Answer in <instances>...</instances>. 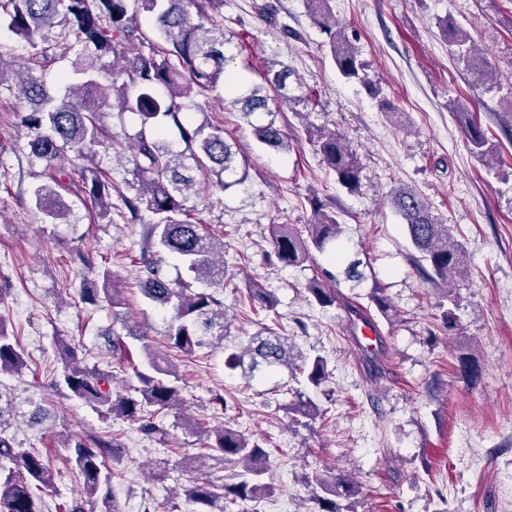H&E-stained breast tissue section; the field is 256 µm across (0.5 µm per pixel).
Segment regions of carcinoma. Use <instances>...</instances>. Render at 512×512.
Segmentation results:
<instances>
[{
	"label": "carcinoma",
	"mask_w": 512,
	"mask_h": 512,
	"mask_svg": "<svg viewBox=\"0 0 512 512\" xmlns=\"http://www.w3.org/2000/svg\"><path fill=\"white\" fill-rule=\"evenodd\" d=\"M314 23L327 34L332 61L342 77L357 80L377 93L365 74L363 63L344 27L336 20L330 0H305ZM137 9L130 10V4ZM155 15L153 36L144 33L137 11ZM28 48L26 62L11 65L0 51V86L7 78L16 81L22 100L32 105L23 117L30 131L28 158L39 162L44 180L30 190L34 208L53 224H66L71 214L67 196L89 198L99 219H112V211L128 224L142 225L140 251L141 292L157 309L175 312L165 336L166 347L190 358L206 345L205 337L224 341V242L208 233L204 225L189 217L187 206L200 183L186 172L202 173L206 187L224 190L228 173L244 180L249 159L240 155L235 143L224 137V128L209 123L196 124L188 111L199 110L196 98L224 86L232 95V106L242 105L243 115L266 114L270 119L251 124L253 134L263 146L286 153L292 148L288 134L276 123L270 105L288 101V71L283 69L266 79L267 87L256 86L239 95L233 74L227 69L230 57L225 45L224 0H0V22ZM450 44L462 59H469L470 37L461 28H452ZM112 58V68L102 72L98 61ZM67 61L70 69L61 71L57 84L61 94L49 95L41 72ZM118 112H133L144 129L133 143L112 142V153L129 154L135 184L132 193L124 192L109 173L96 164L85 166L74 179L59 162L73 151L82 158L94 156L100 143L99 113L109 100ZM459 117L470 151L481 158L497 157L496 145L487 137L475 113L457 104ZM177 130L185 144L174 150L161 142L168 130ZM309 141L321 155L323 164L336 174L345 188L360 184L361 166L356 151L346 139L324 126L308 125ZM392 203L404 221L405 231L415 250L414 267L419 277L451 300L453 280L464 271L466 254L454 240L448 225L431 211L415 191L401 188L392 193ZM308 238L290 224L275 226L271 263L298 267L315 263L314 253H329L342 233L341 214L313 202ZM172 257L187 267L203 285L192 290L188 285L168 279L163 265ZM82 265L95 272V279L81 289V299L89 305L106 302L112 307V353L120 356L117 370L88 365L78 350L64 338H57V354L62 361L59 384L67 397L90 406L105 417L133 422L147 439L167 448L177 442L176 435L158 414L184 403L181 377L169 358L149 352L147 363L130 358L124 336H135L148 348L146 326H130L120 308L126 305L125 288L112 269L96 266L92 257L78 254ZM336 274L318 265L308 281L309 301L330 307L339 300L331 284ZM250 302L271 311L277 305L273 293L265 288L248 289ZM370 302L382 317L393 318V306L384 289L375 288ZM224 364L241 369L252 378L263 370L291 368L318 390L327 381V361L321 357L294 362L293 345L288 337L271 328L252 335L247 343L225 353ZM26 366L24 350L17 336L0 322V374H18ZM131 381L128 393L112 390L117 373ZM288 411L308 419L323 415L312 398L299 392L288 404ZM204 450L182 457L181 468L194 472L208 459L217 460L241 471L230 475L232 482L191 480L182 486L188 512H230L229 506L249 502L267 489L264 477L270 454L261 444L228 426L203 430ZM62 451L71 469L82 478L84 494L92 499L98 493L108 498L112 471L106 460L121 458L116 438L111 435H86L68 438ZM56 471L49 459L38 451L15 448L13 439L0 427V512H42L38 492L55 484ZM324 492L350 497L358 486L350 478L336 477Z\"/></svg>",
	"instance_id": "carcinoma-1"
}]
</instances>
